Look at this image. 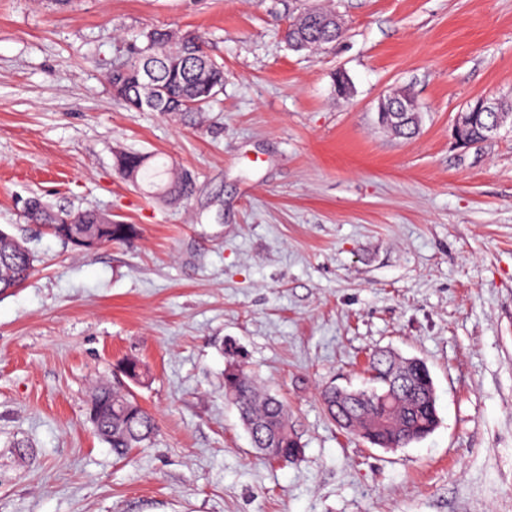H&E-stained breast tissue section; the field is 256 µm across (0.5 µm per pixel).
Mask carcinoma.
I'll return each mask as SVG.
<instances>
[{"label": "carcinoma", "mask_w": 512, "mask_h": 512, "mask_svg": "<svg viewBox=\"0 0 512 512\" xmlns=\"http://www.w3.org/2000/svg\"><path fill=\"white\" fill-rule=\"evenodd\" d=\"M322 9L307 11L288 27L291 47L308 50L336 41ZM206 36L195 30H143L131 36L123 52L112 58V95L134 112H159L192 119L217 101L214 88L224 85V65L205 51ZM151 157L135 152L115 156V166L134 186L162 190L170 202L189 199L196 186L183 182L172 164H152ZM63 213L50 209L41 198L33 200L27 219L42 224L54 238L70 246L74 238L91 236L97 246L129 239L131 224H105L101 213L83 211L80 224L61 223ZM35 256L26 243L0 228V291L19 287L34 271ZM369 387L359 397L337 398V388L321 392L326 416L336 425L379 448H405L431 434L438 425L436 403H427L423 385L435 389L426 363L415 367L396 362L384 352L370 357ZM224 399L236 408L251 444L266 459L288 463L302 452L283 400L262 391L245 363L232 360L224 369ZM97 411L94 430L118 457L145 446L156 432L152 414L129 392L102 384L89 401Z\"/></svg>", "instance_id": "cac0c4a2"}]
</instances>
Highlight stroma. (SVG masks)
Returning a JSON list of instances; mask_svg holds the SVG:
<instances>
[{
  "instance_id": "1",
  "label": "stroma",
  "mask_w": 512,
  "mask_h": 512,
  "mask_svg": "<svg viewBox=\"0 0 512 512\" xmlns=\"http://www.w3.org/2000/svg\"><path fill=\"white\" fill-rule=\"evenodd\" d=\"M319 2L0 0V228L36 256L0 294V512H512V125L453 139L467 104L512 99V0H335L342 36L289 49ZM152 27L207 33L224 65L195 120L128 111L104 83ZM395 87L420 107L408 139L377 119ZM120 150L189 170L195 194L130 186ZM34 195L135 231L66 248L25 219ZM233 346L287 401L292 463L225 403ZM379 350L423 359L436 388L437 428L396 450L319 397L362 387ZM98 383L154 414L149 447L120 459L94 433Z\"/></svg>"
}]
</instances>
